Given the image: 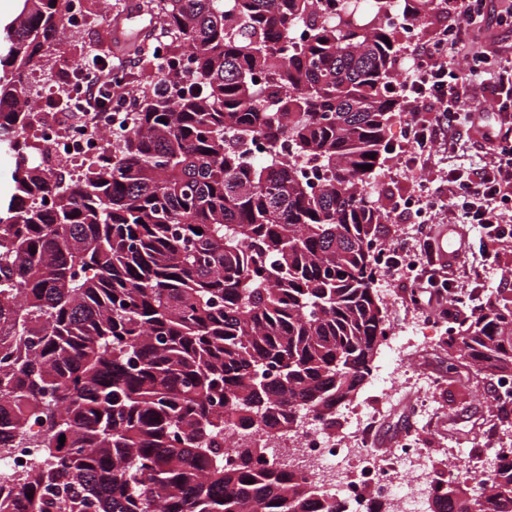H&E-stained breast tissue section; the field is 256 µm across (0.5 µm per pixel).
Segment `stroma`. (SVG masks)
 Segmentation results:
<instances>
[{
  "label": "stroma",
  "mask_w": 512,
  "mask_h": 512,
  "mask_svg": "<svg viewBox=\"0 0 512 512\" xmlns=\"http://www.w3.org/2000/svg\"><path fill=\"white\" fill-rule=\"evenodd\" d=\"M165 33L158 0H109L108 6L98 9L96 17L81 31L66 32L60 45L48 50L47 58L57 77L63 79L82 58L103 56L125 77L128 90L139 93L147 88V76L160 66L159 53L167 42ZM491 154V145L480 136L461 132L454 149L437 156L429 177L436 184H444L449 170L473 173L490 160ZM376 287L389 325L404 334L403 358L422 373H438L445 379L434 397L438 418L427 436L431 460L440 468L451 462L463 469L473 468V458L452 455L451 449L459 441L470 445L477 438L492 436L498 414L492 404L494 379L475 374L462 379L449 372L447 320L437 319L432 329H422V311L409 308L400 298V289L391 287L383 276L378 277ZM416 398V391L404 386L400 400L378 420L372 446L379 454H386L401 436L421 428V420L411 412Z\"/></svg>",
  "instance_id": "35a3bbf8"
}]
</instances>
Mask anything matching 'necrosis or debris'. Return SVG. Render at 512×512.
Segmentation results:
<instances>
[{
	"label": "necrosis or debris",
	"instance_id": "obj_1",
	"mask_svg": "<svg viewBox=\"0 0 512 512\" xmlns=\"http://www.w3.org/2000/svg\"><path fill=\"white\" fill-rule=\"evenodd\" d=\"M124 112H35L20 138L29 150L26 163L44 161L49 170L77 175L79 167L98 160L111 150L112 138L120 134ZM369 416L360 413L342 436L321 432L316 423L260 438L257 429L248 435L227 436L230 448L244 440H260L274 462L288 466L322 492L346 505L348 512H367L374 505H389L392 512H425L431 491L430 472L422 433L402 438L386 457L368 447Z\"/></svg>",
	"mask_w": 512,
	"mask_h": 512
}]
</instances>
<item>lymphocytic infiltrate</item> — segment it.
Segmentation results:
<instances>
[{"label":"lymphocytic infiltrate","instance_id":"1","mask_svg":"<svg viewBox=\"0 0 512 512\" xmlns=\"http://www.w3.org/2000/svg\"><path fill=\"white\" fill-rule=\"evenodd\" d=\"M483 4L484 0H439L434 14L439 32L418 39L404 51V134L397 158L405 179L431 167L437 153L449 147L452 130L480 121L479 113L460 112L459 105L464 86L493 64L486 52L473 50L469 37L472 29L483 25ZM113 100L126 103L127 93L122 82L113 79L111 64L98 62L84 83L81 109L103 112ZM484 138L496 146L492 162L477 169L474 177H451L453 189L448 193L417 182L407 197L386 207L387 219L399 223L411 210L420 217L450 213L460 223L477 225L487 243H497L505 215L512 212V118L503 117ZM449 270L430 242L405 239L392 247L385 267L392 282L413 288L428 303L440 306L444 317L456 319L465 310L450 297Z\"/></svg>","mask_w":512,"mask_h":512}]
</instances>
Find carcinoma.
Listing matches in <instances>:
<instances>
[{"mask_svg": "<svg viewBox=\"0 0 512 512\" xmlns=\"http://www.w3.org/2000/svg\"><path fill=\"white\" fill-rule=\"evenodd\" d=\"M337 1L160 0L193 69L159 70L104 167L11 171L0 458L39 455L0 512H341L264 448L224 459L226 429L312 413L330 431L388 328L371 184L399 31L435 0ZM20 2L0 25L7 146L69 20L64 0ZM448 356L458 375L512 373V290L477 305ZM436 482L430 512H512V456Z\"/></svg>", "mask_w": 512, "mask_h": 512, "instance_id": "cac0c4a2", "label": "carcinoma"}]
</instances>
